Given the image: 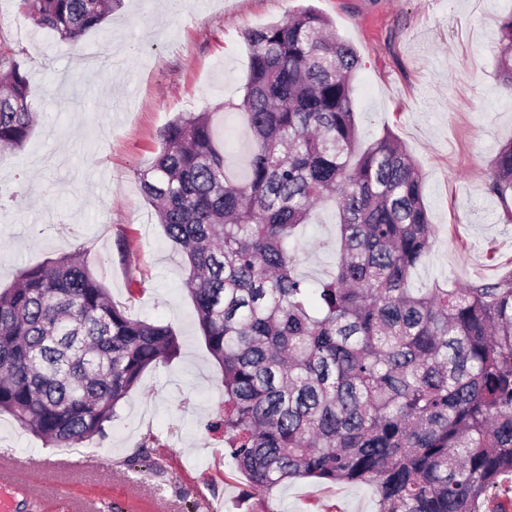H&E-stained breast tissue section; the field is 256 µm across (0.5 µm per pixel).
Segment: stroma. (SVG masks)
Returning a JSON list of instances; mask_svg holds the SVG:
<instances>
[{
  "label": "stroma",
  "mask_w": 512,
  "mask_h": 512,
  "mask_svg": "<svg viewBox=\"0 0 512 512\" xmlns=\"http://www.w3.org/2000/svg\"><path fill=\"white\" fill-rule=\"evenodd\" d=\"M308 5L361 58L354 96L363 140L390 131L422 171L435 243L415 286L490 280L512 261V223L485 191L493 158L512 140V94L495 52L512 0H189L175 14L162 0H123L74 48L33 29L15 0H0V39L27 71L40 114L23 147L0 151V188L27 185L17 199H0V289L26 268L75 254L130 317L168 324L179 340L177 356L120 403L105 436L85 440L95 463L58 473L66 497L42 487L56 449L0 416V456L31 459L33 512H188L205 500L219 512H377L367 485L301 479L266 492L233 466L220 426L221 369L184 288L183 255L137 179L160 131L179 113L202 111L215 115L230 173L246 176L245 119L224 108L244 94L242 34ZM334 230L328 206L303 228L298 258L308 281L335 265L318 247ZM141 454L148 465L133 464Z\"/></svg>",
  "instance_id": "35a3bbf8"
}]
</instances>
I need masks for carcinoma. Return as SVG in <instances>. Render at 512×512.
<instances>
[{"label": "carcinoma", "mask_w": 512, "mask_h": 512, "mask_svg": "<svg viewBox=\"0 0 512 512\" xmlns=\"http://www.w3.org/2000/svg\"><path fill=\"white\" fill-rule=\"evenodd\" d=\"M120 0H20L36 29L75 47ZM314 8L249 29L240 103L248 176L226 169L213 113L187 112L137 173L221 367L224 442L269 491L298 479L369 485L378 512H506L512 477V266L462 288L413 287L434 243L421 170L390 131L359 149L356 49ZM498 78L512 93V13ZM29 80L0 42V148L38 121ZM487 193L512 223V142ZM333 202L337 255L311 287L299 229ZM171 326L133 319L77 256L23 270L0 290V415L52 448L102 436L149 368L178 352Z\"/></svg>", "instance_id": "obj_1"}]
</instances>
